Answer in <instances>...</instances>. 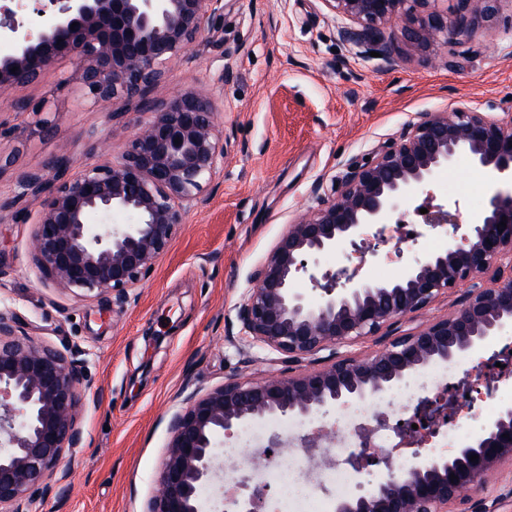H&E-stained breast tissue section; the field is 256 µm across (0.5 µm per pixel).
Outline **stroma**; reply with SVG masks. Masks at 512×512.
Listing matches in <instances>:
<instances>
[{
    "instance_id": "35a3bbf8",
    "label": "stroma",
    "mask_w": 512,
    "mask_h": 512,
    "mask_svg": "<svg viewBox=\"0 0 512 512\" xmlns=\"http://www.w3.org/2000/svg\"><path fill=\"white\" fill-rule=\"evenodd\" d=\"M218 24L166 66L154 96L191 89L209 98L224 160L126 303L76 295L44 275L32 249L40 202L21 195L18 180L63 155L74 175L119 161L149 113L131 103L110 118L108 105L83 96L67 58L9 90L29 111L0 107V310L13 311L31 337L83 352V446L63 452L39 512H145L183 399L233 373L257 380L281 369L277 353H239L225 335L252 272L289 224L349 164L400 140L418 113L475 109L502 119L512 111V0H501L494 24L429 55L399 44L390 69L339 41L323 0H229ZM228 66L233 78L220 82ZM447 175L464 188L461 222L476 221L484 204L473 195L489 194V183L467 161ZM386 239L367 262L339 250L315 264L366 279L386 265L399 278L402 255L423 253L402 224L389 222Z\"/></svg>"
}]
</instances>
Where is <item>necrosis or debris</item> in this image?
Returning <instances> with one entry per match:
<instances>
[{
  "instance_id": "4bbe7bcc",
  "label": "necrosis or debris",
  "mask_w": 512,
  "mask_h": 512,
  "mask_svg": "<svg viewBox=\"0 0 512 512\" xmlns=\"http://www.w3.org/2000/svg\"><path fill=\"white\" fill-rule=\"evenodd\" d=\"M454 377L451 365L439 364L412 373L398 388L377 397L372 405L362 403L337 406L330 426L333 436L324 445L328 466L319 472H309L308 451L299 440L316 424L315 418L295 420L288 425L287 453L293 456V465H280L271 470L268 478L279 489L274 512H336V500L324 493L325 488L337 486L347 492L362 491L359 475L351 463L356 448L386 447L396 439L393 428L381 425L383 415L396 408L420 404L444 387ZM459 410L448 423V428L426 448L428 460L434 461L472 434L479 418L475 402L466 396L458 398ZM368 438H361V431Z\"/></svg>"
}]
</instances>
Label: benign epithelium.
Listing matches in <instances>:
<instances>
[{
	"label": "benign epithelium",
	"instance_id": "obj_1",
	"mask_svg": "<svg viewBox=\"0 0 512 512\" xmlns=\"http://www.w3.org/2000/svg\"><path fill=\"white\" fill-rule=\"evenodd\" d=\"M58 5L33 36L0 8V30L16 35L12 54L0 59V95L37 81L58 59L77 60L84 94L113 105L138 99L151 119L128 141L120 162L90 165L78 175L60 158L52 177L20 178L23 194L40 200L34 250L43 272L77 295L110 294L124 302L129 290L168 249L176 227L216 176L224 146L216 134L210 100L193 90L164 100L150 99L162 81L163 66L185 55L199 36L217 32L223 0H50ZM333 15L347 20L341 40L393 62L402 41L426 52L442 37L467 36L495 20L498 0H457L451 20L437 0H323ZM78 26H73V23ZM17 71H12V68ZM466 154L485 176L491 193L473 224L459 221V207L436 205L425 215L430 232L450 225L448 245L405 267L400 278L377 285L358 271L311 270L317 254L349 248L376 256L386 243L385 224L400 206L414 201L443 168ZM97 213L129 217L120 224L88 223ZM506 221L507 228L497 227ZM374 230L373 245L367 230ZM308 275L312 294L295 288ZM490 278L491 285L482 281ZM237 307L238 333L231 344H259L304 368L271 374L259 381L229 376L203 395L189 394L170 419V442L146 512H199V491L224 482L215 439L269 417L284 419L326 414L338 404L368 400L432 364L452 363L490 346L512 325V113L490 118L477 110L449 116L422 112L399 141L370 160L348 167L339 188L318 197L311 214L281 236L251 276ZM467 286L462 306L416 332L397 336L367 358L339 348L377 336L423 310L440 295ZM329 351L322 357L320 353ZM79 351L63 352L21 332L18 318L0 311V512H32L47 492L48 479L64 449L80 447L83 380ZM497 355L470 369L462 384L486 377ZM448 398L426 399L418 410L437 431ZM416 442L418 462L395 475L391 453L369 449L368 458L387 473L366 494L336 496V512H450L485 491L488 479L512 463V404L489 416L481 433L448 456L429 462ZM288 445L271 436L259 460L271 463ZM478 456V462L470 456ZM458 476L451 480L450 475ZM251 478L238 482L246 495L222 501V512H259L269 486Z\"/></svg>",
	"mask_w": 512,
	"mask_h": 512
}]
</instances>
